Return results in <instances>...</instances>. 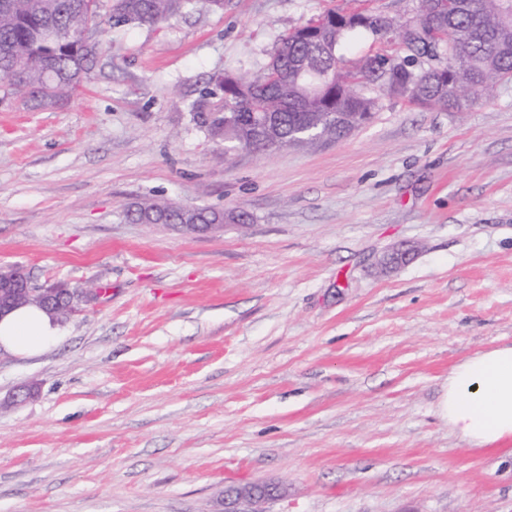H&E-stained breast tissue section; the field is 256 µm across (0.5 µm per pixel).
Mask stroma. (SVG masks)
Masks as SVG:
<instances>
[{
  "label": "stroma",
  "mask_w": 512,
  "mask_h": 512,
  "mask_svg": "<svg viewBox=\"0 0 512 512\" xmlns=\"http://www.w3.org/2000/svg\"><path fill=\"white\" fill-rule=\"evenodd\" d=\"M415 0H224L104 21L72 97L0 96V266L95 288L34 356L0 352V512H512V450L436 414L449 370L512 344V81L465 111L383 97L341 141L222 160L201 113L330 10ZM250 213L208 233L140 202ZM404 244L410 259L381 261ZM34 387L17 406L12 396ZM284 496L285 491L275 482L233 488L224 492V512H269L267 505Z\"/></svg>",
  "instance_id": "obj_1"
}]
</instances>
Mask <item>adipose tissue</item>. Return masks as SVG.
I'll list each match as a JSON object with an SVG mask.
<instances>
[{
	"instance_id": "adipose-tissue-1",
	"label": "adipose tissue",
	"mask_w": 512,
	"mask_h": 512,
	"mask_svg": "<svg viewBox=\"0 0 512 512\" xmlns=\"http://www.w3.org/2000/svg\"><path fill=\"white\" fill-rule=\"evenodd\" d=\"M55 318L34 306L0 316V349L23 356L57 342ZM465 448L497 449L512 443V346L477 352L454 365L436 406Z\"/></svg>"
}]
</instances>
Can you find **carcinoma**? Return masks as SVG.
<instances>
[{
    "label": "carcinoma",
    "mask_w": 512,
    "mask_h": 512,
    "mask_svg": "<svg viewBox=\"0 0 512 512\" xmlns=\"http://www.w3.org/2000/svg\"><path fill=\"white\" fill-rule=\"evenodd\" d=\"M197 1L224 10V0H112L117 24L159 25ZM98 0H0V80L7 95L26 107L46 109L71 97L89 72L97 47H84L76 36L99 26ZM422 29L403 38L396 58L371 56L359 70L342 66L352 38H384L402 23L357 11L329 12L283 35L262 76L250 79L227 72L224 124L211 133L232 149L266 151L299 145L302 131L313 129L339 140L360 128L381 107V95L408 98L446 110L462 108L448 82L475 98L490 97L498 84L512 80V0H418ZM53 28L54 38L44 32ZM54 74L44 73L45 61ZM25 79L10 80L16 68ZM137 211L175 217L197 212L201 224L213 209L194 205L138 204Z\"/></svg>",
    "instance_id": "carcinoma-1"
}]
</instances>
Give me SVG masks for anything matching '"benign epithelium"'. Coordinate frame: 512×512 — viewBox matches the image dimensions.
<instances>
[{
    "mask_svg": "<svg viewBox=\"0 0 512 512\" xmlns=\"http://www.w3.org/2000/svg\"><path fill=\"white\" fill-rule=\"evenodd\" d=\"M94 299L88 288H66L60 293L52 287L37 286L19 266L0 268V313L30 302L38 303L55 315H69ZM285 491L275 482L253 483L224 492V512H269L267 505L282 499Z\"/></svg>",
    "mask_w": 512,
    "mask_h": 512,
    "instance_id": "obj_1",
    "label": "benign epithelium"
}]
</instances>
